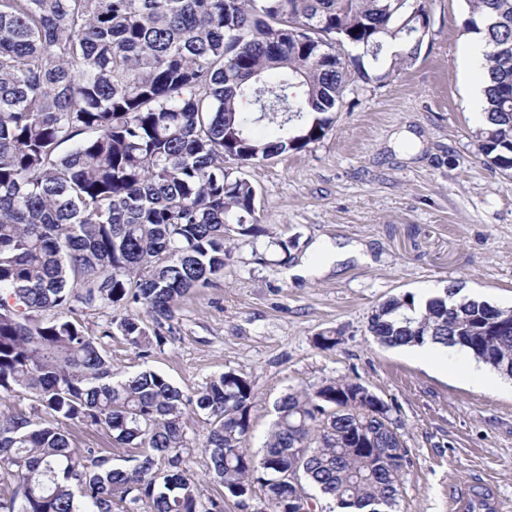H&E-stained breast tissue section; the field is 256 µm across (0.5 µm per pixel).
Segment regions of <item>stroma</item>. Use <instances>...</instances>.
I'll return each instance as SVG.
<instances>
[{"mask_svg": "<svg viewBox=\"0 0 512 512\" xmlns=\"http://www.w3.org/2000/svg\"><path fill=\"white\" fill-rule=\"evenodd\" d=\"M433 45L382 85L350 86L326 136L308 148L242 168L257 214L287 249L232 247L224 277L183 298L174 336L148 358L116 336L104 347L120 376L149 368L183 393L233 370L252 382L258 452L276 402L341 376L357 377L393 408L408 451L398 512H448L459 481L493 484L512 512V379L481 384L463 350L428 362L379 344L372 311L407 292L512 309V179L478 150L482 115L466 89L465 0H432ZM359 241L370 263L289 277L315 241ZM335 331L323 349L315 338ZM204 414L185 419L183 467L201 502L222 487L206 469Z\"/></svg>", "mask_w": 512, "mask_h": 512, "instance_id": "35a3bbf8", "label": "stroma"}]
</instances>
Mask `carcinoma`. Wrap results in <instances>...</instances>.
I'll return each instance as SVG.
<instances>
[{"label": "carcinoma", "mask_w": 512, "mask_h": 512, "mask_svg": "<svg viewBox=\"0 0 512 512\" xmlns=\"http://www.w3.org/2000/svg\"><path fill=\"white\" fill-rule=\"evenodd\" d=\"M489 18L479 150L512 170V0H466ZM401 42L380 72L385 39ZM433 44L430 0H0V396L52 417L0 420V512H224L257 484L268 512H395L407 464L393 409L363 383L285 394L263 452L251 381L227 371L186 396L145 369L114 379L103 339L142 358L173 333L175 303L224 277L233 238L270 236L247 166L323 139L349 85L383 83ZM389 297L368 330L387 347H459L512 377V309ZM136 305L93 333L78 311ZM483 337L472 348L465 340ZM207 415V468L224 493L199 510L182 467L184 417ZM100 428L124 464L74 451L64 422ZM164 461L165 468L157 467ZM294 471L299 485L279 481ZM33 408H38V412H35V418L38 420H40V418H46L44 411L40 410L38 403L35 402L29 394L25 391L13 393L10 397L0 399V419L5 418L19 409L25 410L27 413L32 412L33 414Z\"/></svg>", "instance_id": "carcinoma-1"}]
</instances>
